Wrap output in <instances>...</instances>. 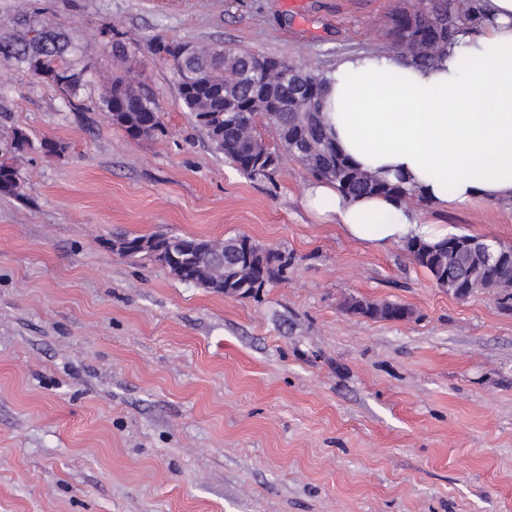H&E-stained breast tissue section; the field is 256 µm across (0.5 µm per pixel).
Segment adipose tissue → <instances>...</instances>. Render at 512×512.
Masks as SVG:
<instances>
[{
  "instance_id": "ef3b65f1",
  "label": "adipose tissue",
  "mask_w": 512,
  "mask_h": 512,
  "mask_svg": "<svg viewBox=\"0 0 512 512\" xmlns=\"http://www.w3.org/2000/svg\"><path fill=\"white\" fill-rule=\"evenodd\" d=\"M480 8L481 19L461 20L430 66L351 54L325 74L323 114L337 146L372 175L405 176L414 197L435 208L512 204V0ZM304 205L376 249L450 234L408 200L352 199L326 182L307 188Z\"/></svg>"
}]
</instances>
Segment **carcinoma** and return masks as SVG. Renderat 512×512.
Here are the masks:
<instances>
[{
	"label": "carcinoma",
	"mask_w": 512,
	"mask_h": 512,
	"mask_svg": "<svg viewBox=\"0 0 512 512\" xmlns=\"http://www.w3.org/2000/svg\"><path fill=\"white\" fill-rule=\"evenodd\" d=\"M456 17L448 0H428L420 11H399L392 16L395 43L393 49L411 47L409 56L416 63L428 65L448 43ZM68 43L49 31H39L29 41H17L0 35V62H17L30 69L41 67L60 75L57 87L71 96L77 95L81 86V74L65 59ZM153 53L172 61L178 77L179 98L195 121L203 127L215 149L224 154L238 170L251 176H267L264 165L249 159L246 152L249 134L243 122V107L250 88V79L238 84V93L224 101V66H243L252 57L245 53L225 56L224 46L206 45L189 59H181L175 45L158 41ZM289 64L279 62L269 75L273 99L281 105V112L266 120L272 126L283 149L294 157L314 177L332 183L345 197L364 195L409 197L410 189L403 178L381 179L369 174L344 155L329 137L320 112L300 114L293 106L303 98L288 77ZM112 123L123 128L134 138L150 137L162 131L159 110L155 102L139 91L123 85L121 80L112 83L104 97ZM158 243L162 254L149 257L159 262L162 255L174 253L190 258V264L198 267L195 284L215 289L216 279L224 277L247 280L250 286L240 292L246 297L271 281L275 272L288 268V260L277 257L279 265L273 269L267 265L272 253L253 244L255 266L241 269L231 265L230 252L233 239L225 243L196 239L184 235H165ZM489 242L477 236L456 234L434 245L414 240L404 244L414 261L427 270L440 288L457 298H466L477 291L492 292L500 305L512 309V247H495L506 259L497 264L489 257ZM346 309L356 315L387 321L404 320L410 310L395 303H372L356 298L346 301Z\"/></svg>",
	"instance_id": "obj_1"
}]
</instances>
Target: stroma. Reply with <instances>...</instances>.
I'll return each instance as SVG.
<instances>
[{
  "label": "stroma",
  "mask_w": 512,
  "mask_h": 512,
  "mask_svg": "<svg viewBox=\"0 0 512 512\" xmlns=\"http://www.w3.org/2000/svg\"><path fill=\"white\" fill-rule=\"evenodd\" d=\"M420 6L0 0V33L68 36L84 72L73 98L0 64V160L23 181L0 194V512H512V310L318 220L311 176L267 125L275 171H238L150 51L221 44L325 72L384 51L392 15ZM118 77L156 102L162 133L112 124ZM412 206L512 247V204ZM162 233L244 234L290 265L240 298L112 249ZM352 297L411 315H354Z\"/></svg>",
  "instance_id": "1"
}]
</instances>
